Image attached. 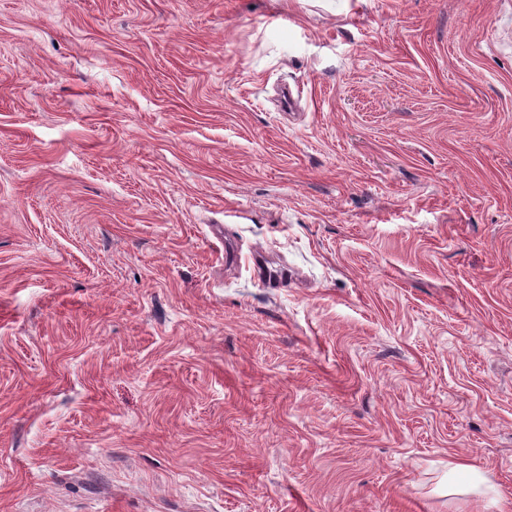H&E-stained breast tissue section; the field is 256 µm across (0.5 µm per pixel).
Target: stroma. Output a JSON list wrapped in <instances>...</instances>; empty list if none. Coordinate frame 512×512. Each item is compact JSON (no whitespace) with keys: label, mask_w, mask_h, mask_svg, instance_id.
<instances>
[{"label":"stroma","mask_w":512,"mask_h":512,"mask_svg":"<svg viewBox=\"0 0 512 512\" xmlns=\"http://www.w3.org/2000/svg\"><path fill=\"white\" fill-rule=\"evenodd\" d=\"M0 512H512V0H0Z\"/></svg>","instance_id":"obj_1"}]
</instances>
